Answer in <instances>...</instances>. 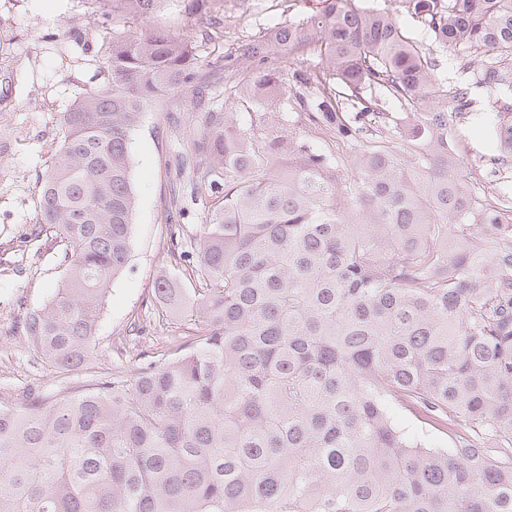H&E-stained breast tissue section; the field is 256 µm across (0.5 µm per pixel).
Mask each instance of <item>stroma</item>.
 Segmentation results:
<instances>
[{
	"label": "stroma",
	"mask_w": 512,
	"mask_h": 512,
	"mask_svg": "<svg viewBox=\"0 0 512 512\" xmlns=\"http://www.w3.org/2000/svg\"><path fill=\"white\" fill-rule=\"evenodd\" d=\"M307 0H224V37L204 43L208 58L229 54L240 38L259 36L307 11ZM138 23H115L92 0H0V405L17 407L28 390L49 394L120 370L134 374L165 342L184 334L176 310L161 309L154 284L172 272L184 292L196 285L189 267L172 268V252L203 231L215 198L199 173L183 168L182 148L197 114L183 91L178 124L158 107L143 112L130 136L135 189L131 254L111 282L87 368L62 372L37 355L21 331L26 312L53 296L64 278L63 247L54 235L28 237L40 220L38 190L50 157L62 143L61 114L81 94L105 85L103 51L113 32L136 34ZM83 42L75 44L73 33ZM449 84L471 87L469 114L453 132L469 157L486 153L484 117L494 98L473 86L461 51L442 52Z\"/></svg>",
	"instance_id": "1"
}]
</instances>
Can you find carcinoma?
<instances>
[{
  "mask_svg": "<svg viewBox=\"0 0 512 512\" xmlns=\"http://www.w3.org/2000/svg\"><path fill=\"white\" fill-rule=\"evenodd\" d=\"M172 2L205 38L219 0H93L134 22ZM430 34L354 0L212 61L194 32L112 37L107 84L61 115L39 196L66 243L62 288L22 332L62 371L93 358L112 278L130 254L129 137L144 109L192 88L182 156L222 196L173 255L199 287L187 334L134 375L0 407V512H512V209L451 136L470 111L438 50L466 53L497 94L493 161L512 159V0H401ZM297 54L286 73L271 47ZM256 64L237 78L232 57ZM238 97L224 106V85ZM286 95L315 137L246 128ZM155 298L179 305L169 275ZM401 406L448 432L428 448Z\"/></svg>",
  "mask_w": 512,
  "mask_h": 512,
  "instance_id": "cac0c4a2",
  "label": "carcinoma"
}]
</instances>
